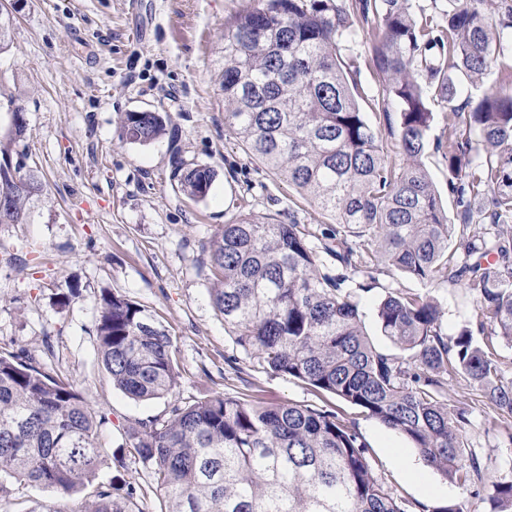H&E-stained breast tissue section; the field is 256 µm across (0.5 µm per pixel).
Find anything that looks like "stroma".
<instances>
[{"instance_id":"obj_1","label":"stroma","mask_w":512,"mask_h":512,"mask_svg":"<svg viewBox=\"0 0 512 512\" xmlns=\"http://www.w3.org/2000/svg\"><path fill=\"white\" fill-rule=\"evenodd\" d=\"M248 0H18L7 46L0 50V133L9 104L28 130L19 148L44 184L22 224H0V351H25L69 381L110 421L99 433L100 475L114 474L112 454L131 446L135 421L164 413L170 400L258 394L265 402L332 409L336 400L302 382L231 363L235 346L209 294L203 245L240 207L256 217L335 226L277 176L251 160L224 128V20ZM433 122L426 167L440 195L448 171L434 141L447 137L444 104L429 101ZM169 114V136L148 145L121 140L126 113ZM217 173L208 196L194 201L170 180L175 158ZM362 294L359 313L374 345L391 350L376 304L387 292H431L449 336L468 326L473 302L462 282L428 289L385 263L349 273ZM139 304L168 330L181 364L172 399L135 401L115 389L98 358L95 321L102 291ZM448 406L466 407L465 431L484 481L464 489L430 468L412 476L420 456L399 433L347 412L370 448L375 473L411 501L491 512L495 483L512 480V437L491 424L483 391L448 382Z\"/></svg>"}]
</instances>
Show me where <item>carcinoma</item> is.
I'll use <instances>...</instances> for the list:
<instances>
[{
    "label": "carcinoma",
    "mask_w": 512,
    "mask_h": 512,
    "mask_svg": "<svg viewBox=\"0 0 512 512\" xmlns=\"http://www.w3.org/2000/svg\"><path fill=\"white\" fill-rule=\"evenodd\" d=\"M362 38L364 57L342 58L338 42ZM512 4L448 0L442 15L416 14L412 0H254L224 22V127L250 159L336 220L320 232L241 213L203 245L210 296L236 348L263 369L358 407L397 431L427 467L469 487L482 480L465 444L466 408H448V379L482 388L492 424L512 418V381L496 345L512 346ZM366 66L380 87L370 96ZM496 84L461 105L460 76ZM447 104L443 158L448 216L423 162L433 119ZM379 115V127L361 103ZM161 112H128L121 138L150 144L168 131ZM28 123L0 135L11 158ZM392 139L403 159L389 158ZM213 168L175 163L173 178L204 199ZM39 178L16 167L0 180V224H21ZM353 271L383 261L424 284L465 281L476 329L453 338L428 293L389 292L377 306L396 353L374 346L346 277L323 272L310 239ZM456 248L448 251V242ZM336 246H330V243ZM482 334L477 338L475 333ZM97 349L112 384L135 400L173 394L180 377L168 331L138 304L101 294ZM107 414L24 352L0 351V498L12 485L65 498L95 482L86 512H140L129 481L97 482L98 429ZM153 469L160 512H460L409 502L375 475L355 421L338 408L268 405L214 394L173 403L129 432ZM494 512H512V481L496 484Z\"/></svg>",
    "instance_id": "carcinoma-1"
}]
</instances>
